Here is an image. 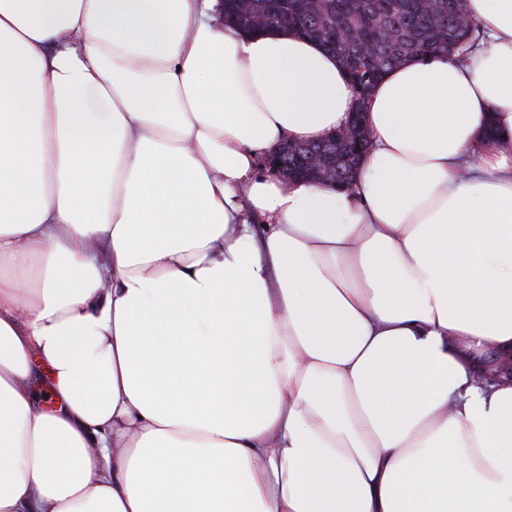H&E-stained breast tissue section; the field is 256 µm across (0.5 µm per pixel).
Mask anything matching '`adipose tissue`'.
I'll return each instance as SVG.
<instances>
[{
	"label": "adipose tissue",
	"mask_w": 512,
	"mask_h": 512,
	"mask_svg": "<svg viewBox=\"0 0 512 512\" xmlns=\"http://www.w3.org/2000/svg\"><path fill=\"white\" fill-rule=\"evenodd\" d=\"M466 8L339 190L257 171L353 110L320 42L0 0V512H512V0Z\"/></svg>",
	"instance_id": "ef3b65f1"
}]
</instances>
